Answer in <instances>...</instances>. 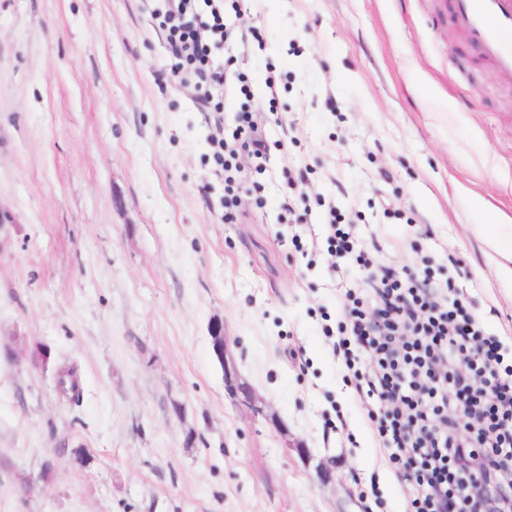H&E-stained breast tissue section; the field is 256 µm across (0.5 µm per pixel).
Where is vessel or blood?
Here are the masks:
<instances>
[{"instance_id":"obj_1","label":"vessel or blood","mask_w":512,"mask_h":512,"mask_svg":"<svg viewBox=\"0 0 512 512\" xmlns=\"http://www.w3.org/2000/svg\"><path fill=\"white\" fill-rule=\"evenodd\" d=\"M449 10L464 45L512 87V0H449Z\"/></svg>"}]
</instances>
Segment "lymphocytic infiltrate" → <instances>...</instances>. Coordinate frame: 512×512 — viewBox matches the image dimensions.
I'll list each match as a JSON object with an SVG mask.
<instances>
[{"mask_svg":"<svg viewBox=\"0 0 512 512\" xmlns=\"http://www.w3.org/2000/svg\"><path fill=\"white\" fill-rule=\"evenodd\" d=\"M174 57L171 73L221 107L220 55L232 38L217 0H162ZM208 20L197 17L199 6ZM222 169L244 173L240 156L267 154L259 115L240 113L232 140L214 136ZM329 251L337 264L362 272L347 290L336 351L353 368L367 417L413 494L409 512H477L472 488L512 504V346L488 333L455 277L430 269H394L376 261L352 227L331 220ZM484 456L493 467L474 479L467 463Z\"/></svg>","mask_w":512,"mask_h":512,"instance_id":"obj_1","label":"lymphocytic infiltrate"}]
</instances>
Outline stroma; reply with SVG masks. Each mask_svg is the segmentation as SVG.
<instances>
[{
    "label": "stroma",
    "instance_id": "obj_1",
    "mask_svg": "<svg viewBox=\"0 0 512 512\" xmlns=\"http://www.w3.org/2000/svg\"><path fill=\"white\" fill-rule=\"evenodd\" d=\"M159 5L0 0V512H405L326 334L360 273L324 226L397 269L458 260L512 342V277L474 230L512 224V88L446 0H224V135L259 112L269 145L229 223ZM216 319L268 417L225 394Z\"/></svg>",
    "mask_w": 512,
    "mask_h": 512
}]
</instances>
